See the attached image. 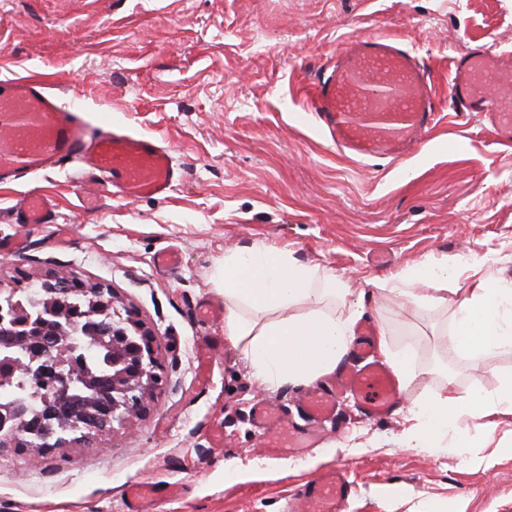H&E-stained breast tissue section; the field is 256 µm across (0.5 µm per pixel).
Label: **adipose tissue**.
Wrapping results in <instances>:
<instances>
[{"label":"adipose tissue","instance_id":"adipose-tissue-1","mask_svg":"<svg viewBox=\"0 0 512 512\" xmlns=\"http://www.w3.org/2000/svg\"><path fill=\"white\" fill-rule=\"evenodd\" d=\"M458 277L456 266L422 260L397 274L355 287L330 269L312 265L288 250L262 243L224 255L215 272L224 289V341L237 350L261 386L309 385L335 372L348 354L356 325L372 313L379 355L402 387L419 372L411 345H395L385 317L388 303L440 306L443 285ZM439 349L449 357L488 356L512 349V283L481 278L456 302ZM512 414V376L495 390L473 384L466 396L432 393L416 403L403 443L410 448L454 449L469 454L476 441L468 429L475 417Z\"/></svg>","mask_w":512,"mask_h":512}]
</instances>
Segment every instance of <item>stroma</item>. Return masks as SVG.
<instances>
[{
  "label": "stroma",
  "instance_id": "stroma-1",
  "mask_svg": "<svg viewBox=\"0 0 512 512\" xmlns=\"http://www.w3.org/2000/svg\"><path fill=\"white\" fill-rule=\"evenodd\" d=\"M399 37L422 52L439 111L431 140L400 164H360L322 140L300 112V90L346 41ZM512 50V0H0V73L78 88L95 116L149 132L185 168L167 197L132 203L104 195L84 211L85 182L35 179L59 220L24 229L5 213L17 187H0V288L48 275L111 288L157 337L164 383L148 412L93 444L0 455V512H126L135 481L157 489L149 512H283L289 495L339 465L356 491L349 512H512V414L476 417L478 446L406 448L410 410L429 391L494 389L512 349L439 367L452 304L480 277L512 280V159L479 117L460 125L451 62L471 46ZM261 242L294 251L356 287L431 258L459 266L448 305L389 306L395 344L420 370L390 419L345 399L334 427L297 454L263 447L249 419L259 400L291 409L301 389L260 387L224 327L200 325L199 301L223 302L212 274L227 251ZM179 272L152 265L163 247ZM224 428L223 447L207 436ZM236 473L228 475L225 465Z\"/></svg>",
  "mask_w": 512,
  "mask_h": 512
}]
</instances>
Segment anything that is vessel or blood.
Returning <instances> with one entry per match:
<instances>
[{
  "label": "vessel or blood",
  "mask_w": 512,
  "mask_h": 512,
  "mask_svg": "<svg viewBox=\"0 0 512 512\" xmlns=\"http://www.w3.org/2000/svg\"><path fill=\"white\" fill-rule=\"evenodd\" d=\"M512 71V54L490 44L469 48L453 62L450 98L461 116L481 115L495 142L512 155V96L492 90ZM436 93L418 51L396 38L378 35L347 42L308 83L302 106L316 131L362 161L401 160L425 143L437 121ZM70 171L90 185L87 206L98 191L134 202L166 196L184 169L169 146L138 129L95 118L77 91L63 95L35 75H0V185ZM14 223L53 224L54 200L30 189L9 206ZM376 338L363 327L354 344V366L339 377L372 420L392 417L403 393L383 364L373 361ZM304 425L288 426L265 402L255 403L250 422L264 447L299 451L310 447L311 425L335 422V389L314 387L298 402ZM353 494L348 466L342 465L302 485L286 512H347Z\"/></svg>",
  "instance_id": "vessel-or-blood-1"
}]
</instances>
